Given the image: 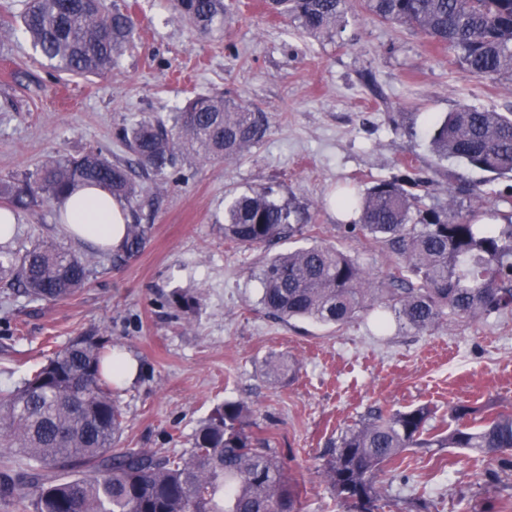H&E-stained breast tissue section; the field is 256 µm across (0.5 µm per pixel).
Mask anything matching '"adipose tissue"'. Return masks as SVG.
Returning <instances> with one entry per match:
<instances>
[{"label": "adipose tissue", "mask_w": 512, "mask_h": 512, "mask_svg": "<svg viewBox=\"0 0 512 512\" xmlns=\"http://www.w3.org/2000/svg\"><path fill=\"white\" fill-rule=\"evenodd\" d=\"M59 220L72 239L114 250L123 242L129 213L102 189L79 184L61 204Z\"/></svg>", "instance_id": "ef3b65f1"}]
</instances>
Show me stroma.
Masks as SVG:
<instances>
[{"label":"stroma","mask_w":512,"mask_h":512,"mask_svg":"<svg viewBox=\"0 0 512 512\" xmlns=\"http://www.w3.org/2000/svg\"><path fill=\"white\" fill-rule=\"evenodd\" d=\"M111 2L135 12L137 46L99 76L53 72L22 32H0V179L90 148L127 160L118 128L172 118L199 94L249 101L268 130L241 158L190 156L175 172L144 178L146 248L121 267L88 249L89 284L76 297L32 302L0 290V389L18 386L76 336L102 332L139 364L137 377L113 390L127 421L122 447L182 454L215 407L243 401L297 484L299 512H344L320 466L332 442L376 408L428 407L434 432L451 424L455 405L480 416L511 409L512 312L450 316L420 335L363 313L340 327L286 323L258 303L262 251L226 240L222 224L231 192L279 186L314 215L304 244L337 247L384 286L397 256L370 236L345 233L328 198L345 183L364 190L400 175L409 161L435 180L428 205L447 202L453 176L481 191L457 196L459 212L479 204L512 212L511 181L438 160L428 135L436 117L463 103L512 112V81L473 76L415 29L364 12L314 38L263 0H233L223 30L199 38L173 0ZM38 239L74 248L56 203L21 214L8 246ZM178 293L195 296L196 306L179 309ZM273 357L296 362L297 377H269ZM381 485L379 512H414L421 499L429 512H482L512 496V471L457 448H412Z\"/></svg>","instance_id":"35a3bbf8"}]
</instances>
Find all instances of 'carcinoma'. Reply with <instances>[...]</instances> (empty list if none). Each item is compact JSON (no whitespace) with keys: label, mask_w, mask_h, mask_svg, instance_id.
<instances>
[{"label":"carcinoma","mask_w":512,"mask_h":512,"mask_svg":"<svg viewBox=\"0 0 512 512\" xmlns=\"http://www.w3.org/2000/svg\"><path fill=\"white\" fill-rule=\"evenodd\" d=\"M269 9L301 34L319 37L344 26L362 8L378 20L416 29L448 47L479 78L512 77V0H268ZM180 20L207 36L224 29V0H174ZM32 47L62 74L110 71L134 40L136 23L108 0H27L20 15ZM267 130L264 113L222 94L200 95L173 123L142 119L117 139L130 154L112 161L90 149L51 158L35 177L0 180V203L20 213L59 201L77 184L101 186L126 203L132 222L112 264L139 256L150 225L136 206L142 174L176 169L189 152L203 160L241 156ZM430 143L440 159H454L494 179L512 177V113L463 104L435 119ZM434 180L411 165L365 192L341 191L337 208L359 214L349 225L388 243L401 260L387 288L342 250L311 244L265 258L259 272L260 304L281 319L305 318L342 326L359 312L384 306L416 334L453 315L477 320L512 310V213L479 208L461 215L453 206L425 207ZM502 224H485V216ZM308 207L278 196L273 186L235 195L224 211V238L268 247L303 233ZM87 257L52 240L22 250L0 248V288L33 301L71 297L88 284ZM108 339L78 336L48 357L22 384L0 391V446L19 461L4 464L14 479L0 482V497L19 512H297L298 492L265 439L252 431L251 411L226 401L200 423L192 448L158 457L122 448V409L112 398ZM267 374L295 376V364L266 363ZM453 409L446 434L429 436L421 406L377 409L328 450L322 476L335 501L354 512H375L377 478L409 448H462L512 470V410L470 418Z\"/></svg>","instance_id":"carcinoma-1"}]
</instances>
